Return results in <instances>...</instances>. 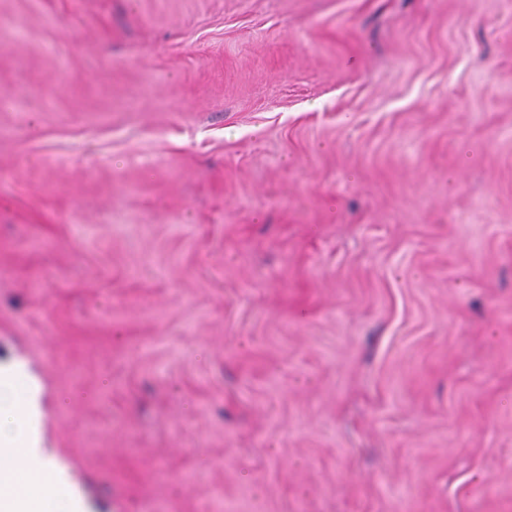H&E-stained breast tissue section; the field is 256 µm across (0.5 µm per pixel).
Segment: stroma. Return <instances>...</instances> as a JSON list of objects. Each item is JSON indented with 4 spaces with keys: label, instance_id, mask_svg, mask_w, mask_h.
<instances>
[{
    "label": "stroma",
    "instance_id": "35a3bbf8",
    "mask_svg": "<svg viewBox=\"0 0 512 512\" xmlns=\"http://www.w3.org/2000/svg\"><path fill=\"white\" fill-rule=\"evenodd\" d=\"M92 512H512V0H0V360Z\"/></svg>",
    "mask_w": 512,
    "mask_h": 512
}]
</instances>
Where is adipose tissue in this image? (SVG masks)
Segmentation results:
<instances>
[{
	"label": "adipose tissue",
	"mask_w": 512,
	"mask_h": 512,
	"mask_svg": "<svg viewBox=\"0 0 512 512\" xmlns=\"http://www.w3.org/2000/svg\"><path fill=\"white\" fill-rule=\"evenodd\" d=\"M19 407L0 424V512H76L74 482L47 450L41 386L25 362L0 363V403Z\"/></svg>",
	"instance_id": "ef3b65f1"
}]
</instances>
